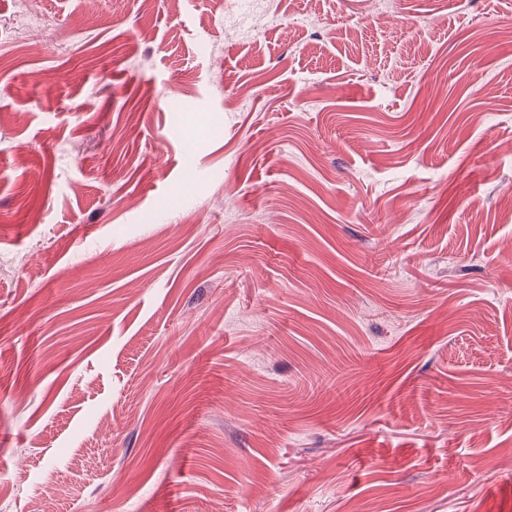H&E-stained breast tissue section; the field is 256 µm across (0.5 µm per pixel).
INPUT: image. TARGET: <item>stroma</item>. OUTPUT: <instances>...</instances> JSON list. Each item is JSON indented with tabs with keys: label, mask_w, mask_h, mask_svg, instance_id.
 Returning <instances> with one entry per match:
<instances>
[{
	"label": "stroma",
	"mask_w": 512,
	"mask_h": 512,
	"mask_svg": "<svg viewBox=\"0 0 512 512\" xmlns=\"http://www.w3.org/2000/svg\"><path fill=\"white\" fill-rule=\"evenodd\" d=\"M247 4L0 0V512H512V0ZM17 9L14 16V37L22 42V46L30 49L31 45L25 42V36L29 29L40 26L42 19L40 15L31 8V2L28 0H16Z\"/></svg>",
	"instance_id": "stroma-1"
}]
</instances>
